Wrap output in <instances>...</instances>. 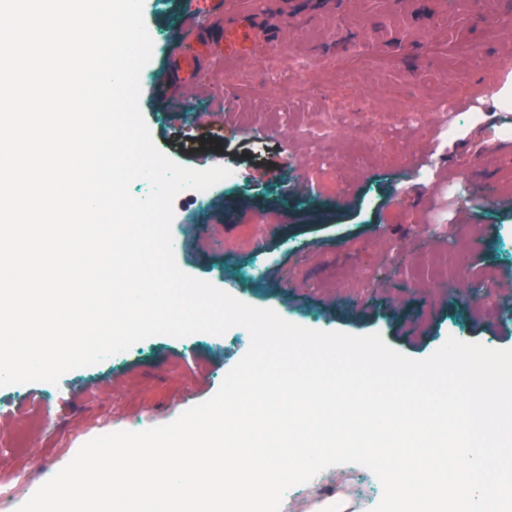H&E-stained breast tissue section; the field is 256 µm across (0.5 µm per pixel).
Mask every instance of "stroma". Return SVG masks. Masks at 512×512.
Segmentation results:
<instances>
[{"label":"stroma","instance_id":"1","mask_svg":"<svg viewBox=\"0 0 512 512\" xmlns=\"http://www.w3.org/2000/svg\"><path fill=\"white\" fill-rule=\"evenodd\" d=\"M191 8L144 0L154 43L140 111L172 160L236 177L203 201L176 196L179 268L305 328L379 334L416 360L451 337L512 349V152L487 148L494 115L480 97L512 86V26L482 21L502 0H306L251 57L205 62L184 84L170 53L194 48L179 37ZM297 54L316 71L294 89ZM450 93L464 105L451 130L432 109ZM408 110L424 123L405 126ZM395 246L400 270L386 265ZM460 253L482 289L471 301L433 273ZM249 346L238 327L157 336L96 371H68L53 400L41 382L0 387V481L22 505L89 440L211 398ZM339 492L370 510L383 489L364 467L332 466L293 487L281 512Z\"/></svg>","mask_w":512,"mask_h":512}]
</instances>
